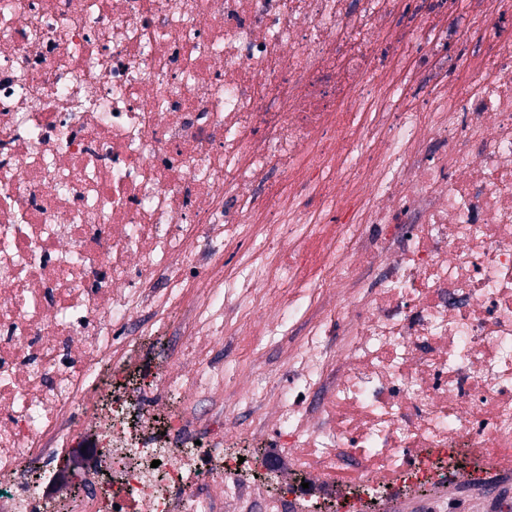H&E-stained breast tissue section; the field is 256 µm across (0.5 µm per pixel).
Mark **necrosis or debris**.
Masks as SVG:
<instances>
[{
	"label": "necrosis or debris",
	"mask_w": 512,
	"mask_h": 512,
	"mask_svg": "<svg viewBox=\"0 0 512 512\" xmlns=\"http://www.w3.org/2000/svg\"><path fill=\"white\" fill-rule=\"evenodd\" d=\"M302 316L287 387L225 386ZM283 427L336 512H499L512 0H0V512H312L212 466ZM137 340L146 365L153 369L168 360L174 348L183 338L176 331L166 334L159 333L153 336H139ZM91 456L90 447L83 445L81 448H74L69 457H61L57 462L60 482L67 485L71 484L75 474L86 466Z\"/></svg>",
	"instance_id": "1"
}]
</instances>
